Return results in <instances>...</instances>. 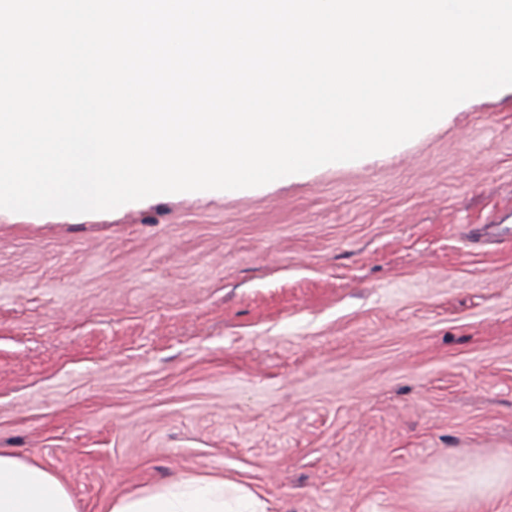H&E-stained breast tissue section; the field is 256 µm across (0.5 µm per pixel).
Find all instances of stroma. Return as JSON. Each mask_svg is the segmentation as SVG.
Returning a JSON list of instances; mask_svg holds the SVG:
<instances>
[{"label":"stroma","mask_w":512,"mask_h":512,"mask_svg":"<svg viewBox=\"0 0 512 512\" xmlns=\"http://www.w3.org/2000/svg\"><path fill=\"white\" fill-rule=\"evenodd\" d=\"M0 448L79 512L184 474L449 512L512 458V87L386 158L1 218ZM479 473L488 475L479 477ZM446 491L448 504L454 506L463 502L492 499L503 492L512 490V463L495 466L479 465L464 481L448 480Z\"/></svg>","instance_id":"1"}]
</instances>
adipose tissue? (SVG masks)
Returning a JSON list of instances; mask_svg holds the SVG:
<instances>
[{
    "label": "adipose tissue",
    "mask_w": 512,
    "mask_h": 512,
    "mask_svg": "<svg viewBox=\"0 0 512 512\" xmlns=\"http://www.w3.org/2000/svg\"><path fill=\"white\" fill-rule=\"evenodd\" d=\"M512 490V464L486 467L484 475L449 481V505L487 500ZM262 493L212 475H183L135 489L105 504L104 512H267ZM0 512H79L68 484L45 462L0 449Z\"/></svg>",
    "instance_id": "ef3b65f1"
}]
</instances>
